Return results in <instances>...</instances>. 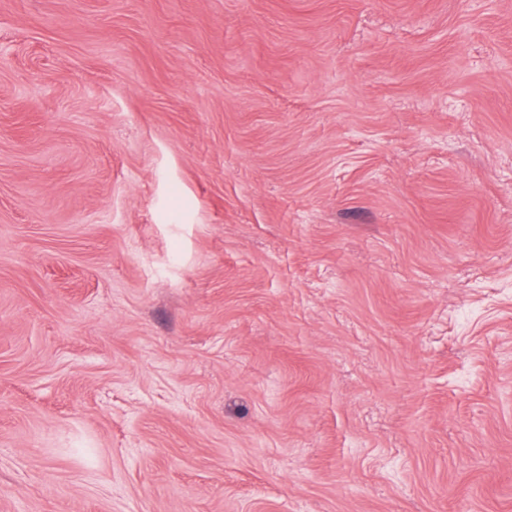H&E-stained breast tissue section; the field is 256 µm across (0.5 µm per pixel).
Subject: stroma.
Listing matches in <instances>:
<instances>
[{"label":"stroma","mask_w":512,"mask_h":512,"mask_svg":"<svg viewBox=\"0 0 512 512\" xmlns=\"http://www.w3.org/2000/svg\"><path fill=\"white\" fill-rule=\"evenodd\" d=\"M0 512H512V0H0Z\"/></svg>","instance_id":"stroma-1"}]
</instances>
